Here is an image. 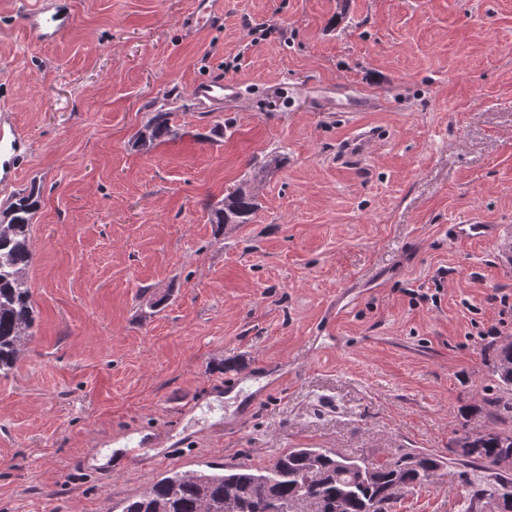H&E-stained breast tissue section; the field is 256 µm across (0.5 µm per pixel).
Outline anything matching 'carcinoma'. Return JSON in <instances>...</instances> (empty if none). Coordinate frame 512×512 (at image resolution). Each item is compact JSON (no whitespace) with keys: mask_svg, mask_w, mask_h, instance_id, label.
Masks as SVG:
<instances>
[{"mask_svg":"<svg viewBox=\"0 0 512 512\" xmlns=\"http://www.w3.org/2000/svg\"><path fill=\"white\" fill-rule=\"evenodd\" d=\"M180 96L169 91L149 104L150 117L138 131L143 147L180 136L175 122ZM263 172L213 210L217 224H249L258 208ZM40 188L32 184L13 196L0 212V372L9 371L33 336L35 310L27 271L32 263L29 231L40 206ZM497 392L471 406L491 418H512V343L488 347ZM474 449L459 459L469 487L465 512H481L483 499L512 496V474L491 464L512 455V429H492L481 435L467 431L452 440ZM443 465L436 455L409 450L388 463L365 457L346 458L329 448H290L265 467L246 463L209 464L202 470L174 472L153 482L144 492L120 502L110 512H293L297 501L313 512H388L399 490L429 482Z\"/></svg>","mask_w":512,"mask_h":512,"instance_id":"1","label":"carcinoma"}]
</instances>
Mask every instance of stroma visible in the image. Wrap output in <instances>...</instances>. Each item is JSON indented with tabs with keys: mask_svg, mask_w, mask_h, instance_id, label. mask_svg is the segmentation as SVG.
<instances>
[{
	"mask_svg": "<svg viewBox=\"0 0 512 512\" xmlns=\"http://www.w3.org/2000/svg\"><path fill=\"white\" fill-rule=\"evenodd\" d=\"M36 2L0 0V109L31 145L0 210L41 190L0 512H106L291 448L426 450L444 467L391 512H464L451 441L491 427L463 408L497 390L482 331L512 341V265L448 227L512 229V0H213L210 26L196 0H71L49 43ZM219 77L236 100L195 96ZM171 89L181 138L136 145ZM258 167L252 222L212 223ZM62 1V0H60ZM41 0L24 14L23 25L43 42L55 41L72 23L67 1ZM503 237V226L500 224H481L472 221L469 224H452L448 227V238L452 241L470 239H494Z\"/></svg>",
	"mask_w": 512,
	"mask_h": 512,
	"instance_id": "35a3bbf8",
	"label": "stroma"
}]
</instances>
